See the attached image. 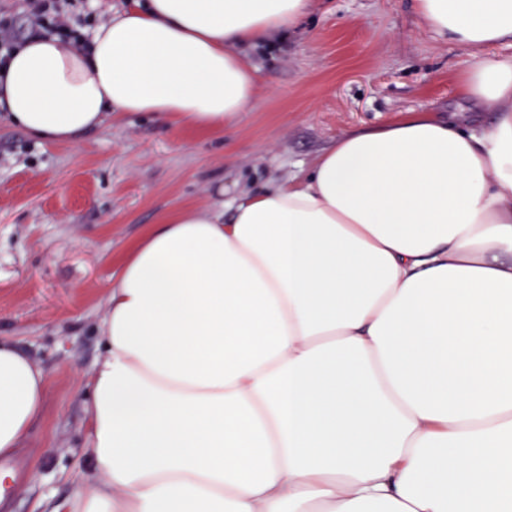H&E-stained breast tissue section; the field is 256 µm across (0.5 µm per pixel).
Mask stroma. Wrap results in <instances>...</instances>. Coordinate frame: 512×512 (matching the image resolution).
I'll list each match as a JSON object with an SVG mask.
<instances>
[{
	"label": "stroma",
	"instance_id": "1",
	"mask_svg": "<svg viewBox=\"0 0 512 512\" xmlns=\"http://www.w3.org/2000/svg\"><path fill=\"white\" fill-rule=\"evenodd\" d=\"M258 83L218 135L150 112L41 143L0 112V337L51 376L42 415L0 474V512H53L84 485L86 383L110 277L160 216L303 175L338 135L412 110L481 126L455 80L473 56L432 33L415 0H312L295 29L240 47Z\"/></svg>",
	"mask_w": 512,
	"mask_h": 512
}]
</instances>
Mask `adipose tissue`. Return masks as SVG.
<instances>
[{"label": "adipose tissue", "instance_id": "adipose-tissue-1", "mask_svg": "<svg viewBox=\"0 0 512 512\" xmlns=\"http://www.w3.org/2000/svg\"><path fill=\"white\" fill-rule=\"evenodd\" d=\"M310 0H146L85 46L26 40L0 110L77 141L112 112L217 133L241 45ZM478 54L470 128L412 112L343 134L296 183L164 215L112 274L88 471L56 512H512V0H416ZM49 374L0 340V456Z\"/></svg>", "mask_w": 512, "mask_h": 512}]
</instances>
